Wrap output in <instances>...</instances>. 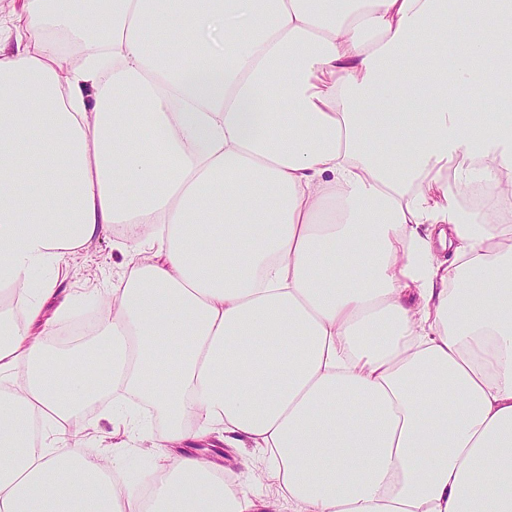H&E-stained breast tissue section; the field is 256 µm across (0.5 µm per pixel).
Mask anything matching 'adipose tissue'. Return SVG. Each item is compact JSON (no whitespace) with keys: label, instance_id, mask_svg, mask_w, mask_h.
Masks as SVG:
<instances>
[{"label":"adipose tissue","instance_id":"obj_1","mask_svg":"<svg viewBox=\"0 0 512 512\" xmlns=\"http://www.w3.org/2000/svg\"><path fill=\"white\" fill-rule=\"evenodd\" d=\"M1 37L0 512H512V109L478 115L512 0H24ZM118 226L55 345L61 261ZM111 434L160 454L138 485ZM186 452L197 453L203 451L209 456L217 458L218 461L224 465V477L239 480H246L248 475L253 477L252 474L246 470L240 463L239 454L233 448H225L224 443L217 440H210L206 443H199L195 446L184 448Z\"/></svg>","mask_w":512,"mask_h":512}]
</instances>
